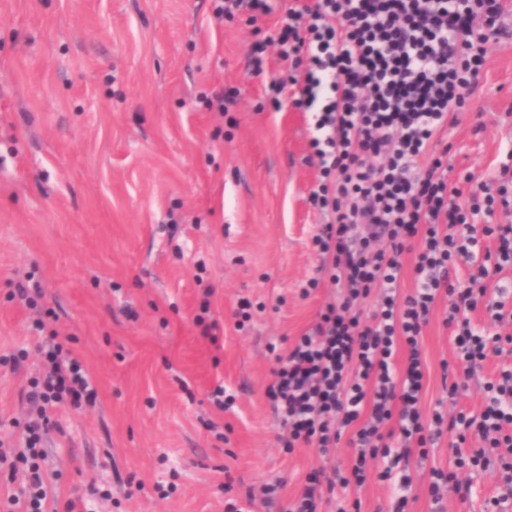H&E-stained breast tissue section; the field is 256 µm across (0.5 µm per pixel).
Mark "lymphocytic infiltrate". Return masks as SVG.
<instances>
[{"label":"lymphocytic infiltrate","mask_w":512,"mask_h":512,"mask_svg":"<svg viewBox=\"0 0 512 512\" xmlns=\"http://www.w3.org/2000/svg\"><path fill=\"white\" fill-rule=\"evenodd\" d=\"M504 0H289L275 44L285 73L271 79L273 107L295 91V108L318 111L311 147L324 178L310 195L322 224L312 239L339 295L316 322L276 354L265 395L288 449L327 456L341 437L352 447L347 469L319 464L304 478L286 512H347L351 492L376 479L390 488L386 512H407L412 459L426 461L443 433L456 437L451 467H431L427 495L467 500L471 484L458 470L498 469L503 485L485 504L500 512L512 499V364L483 386L476 414L424 415L426 360L421 333L439 301H447L461 379L456 399L488 359L512 354V308L492 279L512 267V225L495 222L511 210L505 194L512 166L479 182L468 203L437 154L444 131L458 121L486 64V45L502 34ZM414 256L415 286L400 294L403 254ZM465 280H457L459 270ZM380 290L372 319L358 308ZM485 310L487 326L472 315ZM42 378L26 394L38 418L23 447L0 448V461L27 466L29 477L0 512H44L40 432L54 404L93 403L97 389L81 360L61 344L39 343Z\"/></svg>","instance_id":"1"}]
</instances>
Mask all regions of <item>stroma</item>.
I'll list each match as a JSON object with an SVG mask.
<instances>
[{"instance_id":"1","label":"stroma","mask_w":512,"mask_h":512,"mask_svg":"<svg viewBox=\"0 0 512 512\" xmlns=\"http://www.w3.org/2000/svg\"><path fill=\"white\" fill-rule=\"evenodd\" d=\"M213 0H0V441L19 447L40 370L43 320L79 355L95 405L68 403L42 435L47 512H224L238 492L279 485L285 512L314 449L286 451L266 399L274 364L333 289L308 288L314 112L269 104L254 43L276 17L217 22ZM444 134L453 180L512 161V38ZM224 92L227 111L207 96ZM38 281L27 305L17 283ZM253 304L238 325L236 304ZM424 411L452 360L441 310L423 330ZM223 386L230 409L214 403ZM449 437L414 467L407 512H434L427 466H451Z\"/></svg>"}]
</instances>
